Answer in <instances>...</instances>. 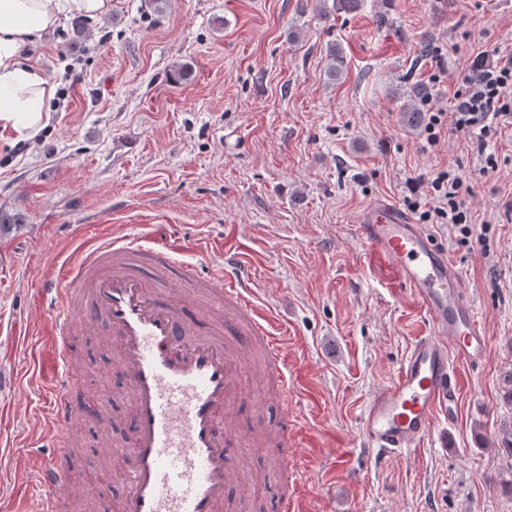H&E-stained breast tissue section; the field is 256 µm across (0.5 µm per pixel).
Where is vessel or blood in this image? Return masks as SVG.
Listing matches in <instances>:
<instances>
[{"mask_svg": "<svg viewBox=\"0 0 512 512\" xmlns=\"http://www.w3.org/2000/svg\"><path fill=\"white\" fill-rule=\"evenodd\" d=\"M355 232L393 267L426 322L360 421L370 447L398 454L430 436L437 413L453 414V365L482 360L488 338L447 249L421 225L375 207ZM248 270L231 247L223 263L201 274L169 242L124 235L101 240L80 258L72 288L52 282L42 288V308L56 326L61 375L44 406L54 424L48 437L55 454L33 470L36 512H66L78 427L106 413L104 404L77 402L82 369L71 347L72 336L101 324L123 374L132 422L118 458L126 484L119 512H223L227 484L245 476L240 462L250 445L235 422L250 367L241 355L247 346L261 350L269 398L279 405L269 443L278 450L281 472L292 479L290 488L280 489L274 512H302L301 478L292 466L301 415L282 401L290 385L285 329L272 308L250 298Z\"/></svg>", "mask_w": 512, "mask_h": 512, "instance_id": "1", "label": "vessel or blood"}]
</instances>
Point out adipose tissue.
Masks as SVG:
<instances>
[{"label": "adipose tissue", "instance_id": "obj_1", "mask_svg": "<svg viewBox=\"0 0 512 512\" xmlns=\"http://www.w3.org/2000/svg\"><path fill=\"white\" fill-rule=\"evenodd\" d=\"M112 0H0V132L33 137L43 127L54 88L25 65L26 45L69 17L102 18Z\"/></svg>", "mask_w": 512, "mask_h": 512}]
</instances>
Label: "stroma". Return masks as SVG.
I'll use <instances>...</instances> for the list:
<instances>
[{"mask_svg":"<svg viewBox=\"0 0 512 512\" xmlns=\"http://www.w3.org/2000/svg\"><path fill=\"white\" fill-rule=\"evenodd\" d=\"M315 0H112L74 46L63 22L25 48L30 65L64 86L66 59L79 81L51 100L46 126L17 149L0 134V451L25 438L26 454L51 458L37 438L44 393L60 372L51 345L29 352V322L45 323L40 286L68 287L63 272L92 232L170 236L188 262L220 264L234 243L252 264L250 295L288 330L289 405L303 416L297 467L307 512H512V166L478 175L464 136L425 149L424 124L401 107L414 85L447 109L482 30L512 40V0H361L320 20ZM443 49L441 62L421 44ZM345 67L328 75V49ZM193 73L169 78L176 63ZM475 174L469 206L476 235L427 230L446 245L490 338L486 357L459 363L454 416L401 454L367 449L359 422L424 331L409 292L361 245L354 226L370 208H401L409 178L443 166ZM90 362L82 398L111 402L113 438L128 408L111 347L73 339ZM237 423L262 434L275 418L258 408L259 368L246 380ZM100 427L82 425L74 483L114 470ZM251 482L225 490L226 512H268L281 482L273 449L251 453Z\"/></svg>","mask_w":512,"mask_h":512,"instance_id":"1","label":"stroma"}]
</instances>
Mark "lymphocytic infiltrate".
<instances>
[{
  "mask_svg": "<svg viewBox=\"0 0 512 512\" xmlns=\"http://www.w3.org/2000/svg\"><path fill=\"white\" fill-rule=\"evenodd\" d=\"M512 127V41H493L478 51L461 76L447 111H432L426 124V142L437 145L445 131L463 135L483 155L478 172L446 168L409 178L403 204L423 224H458L465 234L473 232V216L466 198L475 174L499 168L488 153L489 141Z\"/></svg>",
  "mask_w": 512,
  "mask_h": 512,
  "instance_id": "f902f5d3",
  "label": "lymphocytic infiltrate"
}]
</instances>
